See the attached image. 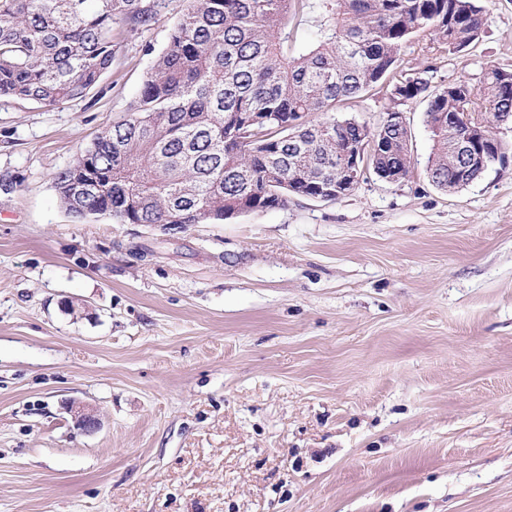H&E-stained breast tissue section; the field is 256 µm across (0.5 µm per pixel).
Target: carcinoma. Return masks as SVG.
Wrapping results in <instances>:
<instances>
[{"mask_svg":"<svg viewBox=\"0 0 512 512\" xmlns=\"http://www.w3.org/2000/svg\"><path fill=\"white\" fill-rule=\"evenodd\" d=\"M160 4L0 0V96L46 106L85 96L112 65L113 27L147 26ZM483 25L481 0H187L129 115L55 173L59 200L81 221L218 224L351 190L339 152L358 154L361 177L400 182L412 170L407 126L388 112L377 123L332 115L388 78L392 99L426 102L428 177L458 190L483 171L448 115L465 111L492 134L512 116V73L491 67L478 88L430 91L397 69L418 33L454 55ZM487 142V167H507L505 144Z\"/></svg>","mask_w":512,"mask_h":512,"instance_id":"1","label":"carcinoma"}]
</instances>
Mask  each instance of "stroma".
Instances as JSON below:
<instances>
[{"label":"stroma","instance_id":"1","mask_svg":"<svg viewBox=\"0 0 512 512\" xmlns=\"http://www.w3.org/2000/svg\"><path fill=\"white\" fill-rule=\"evenodd\" d=\"M185 7L119 35L84 97L0 96V512H512V165L437 188L424 103L399 183L221 224L61 206L55 172L127 116ZM401 67L511 71L512 0ZM394 106L376 88L336 117ZM69 412L72 413L75 419V425L78 429L85 433H91L97 430L100 426L99 418L94 411L88 409L84 405L75 404L74 402L68 406Z\"/></svg>","mask_w":512,"mask_h":512}]
</instances>
